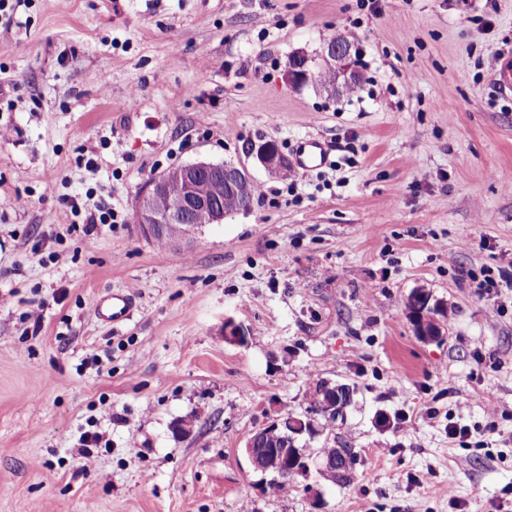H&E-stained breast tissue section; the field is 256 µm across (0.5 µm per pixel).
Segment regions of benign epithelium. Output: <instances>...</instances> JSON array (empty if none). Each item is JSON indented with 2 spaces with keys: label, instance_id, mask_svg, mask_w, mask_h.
<instances>
[{
  "label": "benign epithelium",
  "instance_id": "benign-epithelium-1",
  "mask_svg": "<svg viewBox=\"0 0 512 512\" xmlns=\"http://www.w3.org/2000/svg\"><path fill=\"white\" fill-rule=\"evenodd\" d=\"M323 61L338 65L342 72L350 75L356 73L355 64L352 58L351 45L343 40H330L323 50ZM295 58L302 59V63L296 66L287 67L283 79L289 84H298L302 79L308 76L309 59L299 54ZM252 164L245 162L226 161L224 163H212L198 161L185 165L186 189L176 197L168 200V208L165 215L158 214L153 207V200L165 193V180L163 176H158L150 181L139 197L136 206V222L141 224L148 234L160 231L166 234L172 243H177L193 230L198 228L194 215L203 213L206 215L207 223L216 224L224 221V209L214 204L206 195L203 183L199 178L203 174H220L224 176V181L229 184H240L244 181L253 179L251 167L255 166L264 169L271 175H283L289 171L290 164L282 151L269 142L254 144L252 154L249 155ZM430 297L427 293L416 290L411 293L408 306L413 313L414 319L419 323V336L424 340H434L442 335L441 325L432 320V315L427 313ZM224 339L236 344H241L247 339L242 325L232 319L224 321ZM325 389L329 391L327 399L315 409V413L321 416H328L336 413V401L341 396V392L346 387L341 384L328 382ZM256 437H250L246 442V454L254 470L261 471L271 475V479L278 481L282 478H295L306 472V468L292 473L288 471V462L294 454L301 452L299 448L291 450L287 448H277L272 453V457L267 465L259 466L256 463L255 454ZM321 461L322 471L331 480H336V476L342 473V461L337 456H326L316 453Z\"/></svg>",
  "mask_w": 512,
  "mask_h": 512
}]
</instances>
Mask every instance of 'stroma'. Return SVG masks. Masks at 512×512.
Returning a JSON list of instances; mask_svg holds the SVG:
<instances>
[{
    "label": "stroma",
    "instance_id": "35a3bbf8",
    "mask_svg": "<svg viewBox=\"0 0 512 512\" xmlns=\"http://www.w3.org/2000/svg\"><path fill=\"white\" fill-rule=\"evenodd\" d=\"M338 35L357 95L285 84L289 57L319 62ZM509 47L512 0H7L0 512L512 504V288L474 286L487 269L512 278V97L491 78ZM309 136L335 170L254 169L269 198L180 246L133 219L173 167L237 162L261 138L288 155ZM89 195L126 223L85 231L70 203ZM417 289L446 311L437 340L413 331ZM120 291L135 310L113 328L95 307ZM228 318L247 344L225 341ZM321 378L353 389L326 432L354 448L353 478L314 472L271 494L245 443L306 415Z\"/></svg>",
    "mask_w": 512,
    "mask_h": 512
}]
</instances>
